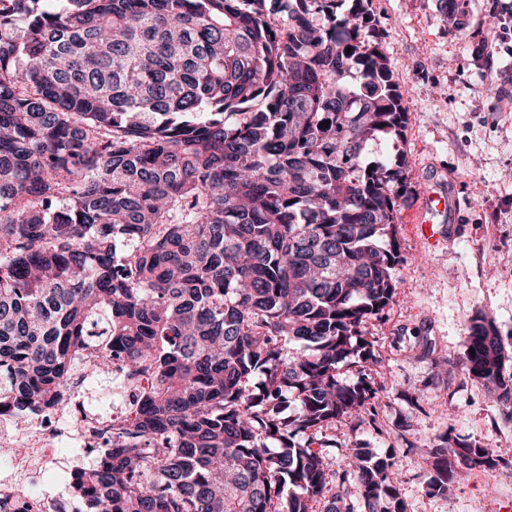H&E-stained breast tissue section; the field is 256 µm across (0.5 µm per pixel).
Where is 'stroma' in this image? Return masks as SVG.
<instances>
[{"instance_id":"stroma-1","label":"stroma","mask_w":512,"mask_h":512,"mask_svg":"<svg viewBox=\"0 0 512 512\" xmlns=\"http://www.w3.org/2000/svg\"><path fill=\"white\" fill-rule=\"evenodd\" d=\"M497 0H465L469 36L449 30L438 0H371L381 50L403 95V137L369 143V160L408 156L400 200L396 295L364 330L383 362L372 370L387 389L373 423L337 420L324 430L340 450L362 444L395 452L406 512H512V471L463 472L447 494L427 495L429 452L454 435L494 448L512 443V423L483 387L438 370L463 354L467 323L484 312L512 336V56L485 55ZM454 187L456 230L436 241L415 230L422 195Z\"/></svg>"}]
</instances>
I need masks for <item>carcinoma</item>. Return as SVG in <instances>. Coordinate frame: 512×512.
Instances as JSON below:
<instances>
[{"label": "carcinoma", "mask_w": 512, "mask_h": 512, "mask_svg": "<svg viewBox=\"0 0 512 512\" xmlns=\"http://www.w3.org/2000/svg\"><path fill=\"white\" fill-rule=\"evenodd\" d=\"M338 3L0 0V413L47 405L88 342L152 380L72 474L82 512H406L394 456L333 471L316 439L387 395L362 327L408 167L367 160L407 112L369 0ZM507 359L478 313L444 363L511 422ZM474 468L512 448L444 437L426 488Z\"/></svg>", "instance_id": "carcinoma-1"}]
</instances>
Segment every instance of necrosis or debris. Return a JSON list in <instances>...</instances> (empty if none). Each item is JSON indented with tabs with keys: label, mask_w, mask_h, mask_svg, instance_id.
<instances>
[{
	"label": "necrosis or debris",
	"mask_w": 512,
	"mask_h": 512,
	"mask_svg": "<svg viewBox=\"0 0 512 512\" xmlns=\"http://www.w3.org/2000/svg\"><path fill=\"white\" fill-rule=\"evenodd\" d=\"M104 375L111 385L105 395L89 397L72 383L58 404L39 414L0 420L7 433H20L27 441L25 453L6 460L18 479L0 483V512H80L72 496L44 488L46 465H60L72 447L84 449V463L95 467L99 453L111 447L114 429L133 418L134 405L148 387L146 378L128 377L116 364Z\"/></svg>",
	"instance_id": "4bbe7bcc"
}]
</instances>
